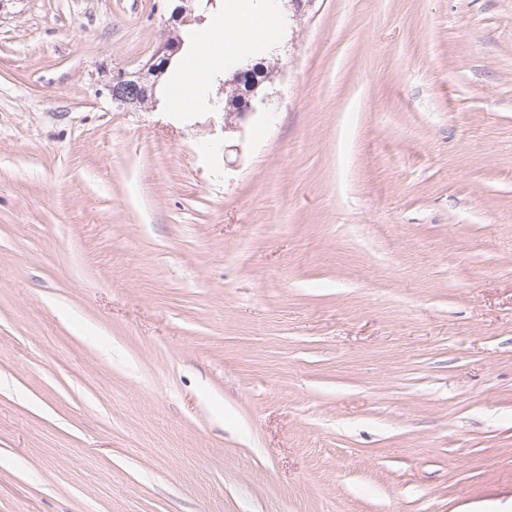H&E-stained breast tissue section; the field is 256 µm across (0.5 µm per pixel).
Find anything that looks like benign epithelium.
Returning a JSON list of instances; mask_svg holds the SVG:
<instances>
[{"label":"benign epithelium","mask_w":512,"mask_h":512,"mask_svg":"<svg viewBox=\"0 0 512 512\" xmlns=\"http://www.w3.org/2000/svg\"><path fill=\"white\" fill-rule=\"evenodd\" d=\"M182 42L178 38L161 43L153 56L136 72H121L112 77L106 85V90L112 101L118 105H137L153 94L163 67L159 62L170 60L181 49ZM264 103V97L259 95V86L251 88L247 97L235 107V111L224 113V130L234 131L240 128L241 122L256 113Z\"/></svg>","instance_id":"1"}]
</instances>
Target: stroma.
I'll use <instances>...</instances> for the list:
<instances>
[{
    "label": "stroma",
    "mask_w": 512,
    "mask_h": 512,
    "mask_svg": "<svg viewBox=\"0 0 512 512\" xmlns=\"http://www.w3.org/2000/svg\"><path fill=\"white\" fill-rule=\"evenodd\" d=\"M166 0H0V512H512V0H307L263 113L113 104Z\"/></svg>",
    "instance_id": "stroma-1"
}]
</instances>
